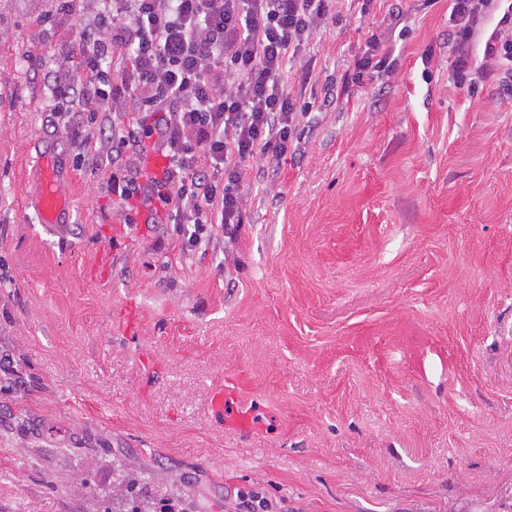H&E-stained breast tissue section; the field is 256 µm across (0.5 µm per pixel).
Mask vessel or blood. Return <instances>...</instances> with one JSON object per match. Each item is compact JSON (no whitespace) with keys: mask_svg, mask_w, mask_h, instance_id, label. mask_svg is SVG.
Listing matches in <instances>:
<instances>
[{"mask_svg":"<svg viewBox=\"0 0 512 512\" xmlns=\"http://www.w3.org/2000/svg\"><path fill=\"white\" fill-rule=\"evenodd\" d=\"M40 184L34 198V209L38 223L59 226L68 223L71 204L63 186L70 177L69 169L53 150L40 151L37 156ZM249 377H241L234 386L216 387L209 394L212 412L220 416L227 429L239 433L252 432L256 427L253 411L243 409L239 394L251 387Z\"/></svg>","mask_w":512,"mask_h":512,"instance_id":"vessel-or-blood-1","label":"vessel or blood"}]
</instances>
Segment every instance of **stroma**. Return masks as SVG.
<instances>
[{
    "label": "stroma",
    "instance_id": "stroma-1",
    "mask_svg": "<svg viewBox=\"0 0 512 512\" xmlns=\"http://www.w3.org/2000/svg\"><path fill=\"white\" fill-rule=\"evenodd\" d=\"M397 3L395 79L322 105ZM450 5L343 12L306 49L317 101L287 160L186 253L120 223L86 167L71 224H38V148L75 156L48 78L73 36L40 29L49 0H0V512H100L118 460L180 479L178 512H241V490L278 512H512V97L454 89ZM240 372L248 434L207 404Z\"/></svg>",
    "mask_w": 512,
    "mask_h": 512
}]
</instances>
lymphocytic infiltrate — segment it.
<instances>
[{
    "mask_svg": "<svg viewBox=\"0 0 512 512\" xmlns=\"http://www.w3.org/2000/svg\"><path fill=\"white\" fill-rule=\"evenodd\" d=\"M91 23L70 51L74 69L55 76L52 95L70 104L61 135L77 161L108 170L119 220L148 212L170 225L183 249L208 244L215 226L245 221L243 183L282 162L312 108L288 86V66L329 24L336 0H96ZM403 19L389 12L355 63L354 82L391 74V43ZM448 55L457 87L498 77L512 92V4L451 0ZM101 148L89 152L92 140ZM162 175L141 165L150 152Z\"/></svg>",
    "mask_w": 512,
    "mask_h": 512,
    "instance_id": "1",
    "label": "lymphocytic infiltrate"
}]
</instances>
